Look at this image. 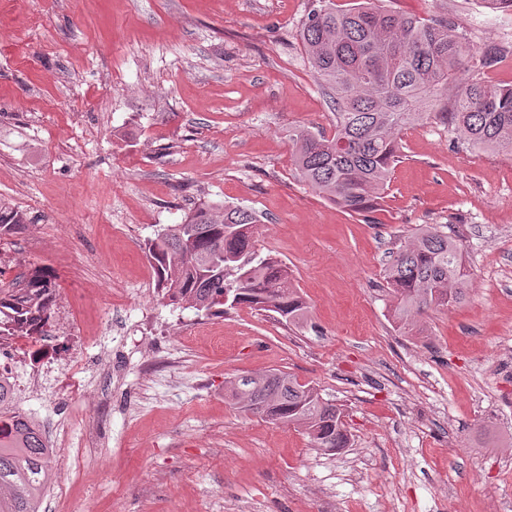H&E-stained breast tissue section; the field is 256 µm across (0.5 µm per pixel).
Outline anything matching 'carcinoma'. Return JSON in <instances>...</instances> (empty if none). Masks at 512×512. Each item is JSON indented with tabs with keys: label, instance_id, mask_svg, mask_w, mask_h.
<instances>
[{
	"label": "carcinoma",
	"instance_id": "1",
	"mask_svg": "<svg viewBox=\"0 0 512 512\" xmlns=\"http://www.w3.org/2000/svg\"><path fill=\"white\" fill-rule=\"evenodd\" d=\"M299 37L305 55L336 104L334 133L306 126L289 133L299 178L351 213L376 207L401 152L400 134L431 117L430 106L449 96L436 116L465 144L512 152V85L465 74L474 57L466 30L447 18L422 22L361 3L311 0ZM503 57L496 45L479 54L480 66ZM257 218L242 207L200 204L145 247L163 297L207 315L247 305L299 325L308 304L282 260L256 249ZM31 224L28 214L0 198V239ZM397 327L411 330L418 317L466 299L471 273L457 240L434 227L419 228L391 252L384 269ZM17 293L0 288V333L40 322L49 325L53 276L42 267L16 277ZM242 411L294 425L325 452L348 446L343 413L313 386L274 370L227 390ZM49 452L31 417L16 411L0 385V512H40Z\"/></svg>",
	"mask_w": 512,
	"mask_h": 512
}]
</instances>
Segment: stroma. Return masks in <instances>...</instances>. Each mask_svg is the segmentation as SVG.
Instances as JSON below:
<instances>
[{
    "instance_id": "obj_1",
    "label": "stroma",
    "mask_w": 512,
    "mask_h": 512,
    "mask_svg": "<svg viewBox=\"0 0 512 512\" xmlns=\"http://www.w3.org/2000/svg\"><path fill=\"white\" fill-rule=\"evenodd\" d=\"M310 0H0V198L31 217L0 267L39 265L84 338L83 389L27 414L69 426L41 512H512V153L430 119L401 135L387 189L354 214L295 174L288 131L333 134L332 93L298 37ZM497 44L512 13L383 0ZM203 202L253 211L293 272L300 326L163 299L145 246ZM454 232L467 301L390 316L385 256ZM278 369L344 413L348 447L240 411L226 383Z\"/></svg>"
}]
</instances>
